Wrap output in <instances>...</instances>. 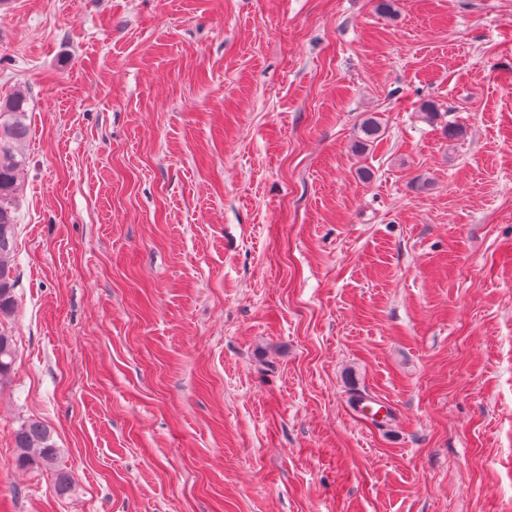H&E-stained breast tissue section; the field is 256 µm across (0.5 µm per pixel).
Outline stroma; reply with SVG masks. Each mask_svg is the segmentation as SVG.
I'll use <instances>...</instances> for the list:
<instances>
[{"label": "stroma", "instance_id": "1", "mask_svg": "<svg viewBox=\"0 0 512 512\" xmlns=\"http://www.w3.org/2000/svg\"><path fill=\"white\" fill-rule=\"evenodd\" d=\"M378 3L0 5V512H512V0ZM26 99L14 94L0 100V379L14 367L16 350L2 319L14 312L16 269L13 245L17 233L19 175L26 163L21 146L28 135ZM16 462L22 468H49L54 472V487L59 496H67L76 486L72 471L56 465V448L50 430L38 420L23 422L15 431Z\"/></svg>", "mask_w": 512, "mask_h": 512}]
</instances>
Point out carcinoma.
<instances>
[{
  "mask_svg": "<svg viewBox=\"0 0 512 512\" xmlns=\"http://www.w3.org/2000/svg\"><path fill=\"white\" fill-rule=\"evenodd\" d=\"M26 99L14 94L0 100V320L14 312L16 269L13 245L17 233L19 175L26 163L21 146L28 135ZM16 361L11 333L0 323V378ZM16 462L22 468H49L54 472L55 491L67 496L76 486L75 474L56 465V448L50 430L38 420L23 422L15 431Z\"/></svg>",
  "mask_w": 512,
  "mask_h": 512,
  "instance_id": "obj_1",
  "label": "carcinoma"
}]
</instances>
